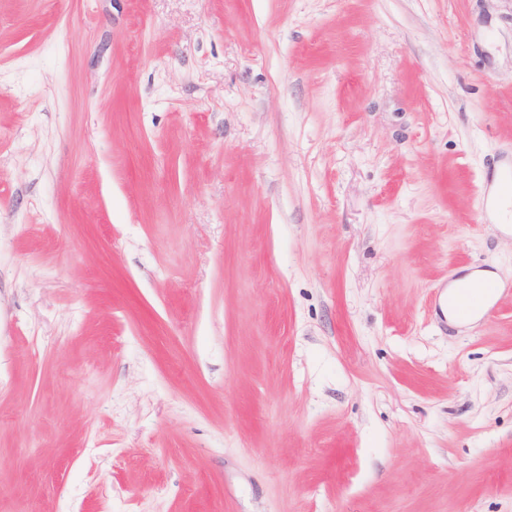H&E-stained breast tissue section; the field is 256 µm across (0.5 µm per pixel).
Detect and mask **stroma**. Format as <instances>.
<instances>
[{
	"label": "stroma",
	"mask_w": 512,
	"mask_h": 512,
	"mask_svg": "<svg viewBox=\"0 0 512 512\" xmlns=\"http://www.w3.org/2000/svg\"><path fill=\"white\" fill-rule=\"evenodd\" d=\"M512 0H0V512H512ZM507 290L502 288L496 281H489L483 284L462 290L456 303V315L461 320H468L470 312L478 306L485 295L492 298Z\"/></svg>",
	"instance_id": "35a3bbf8"
}]
</instances>
